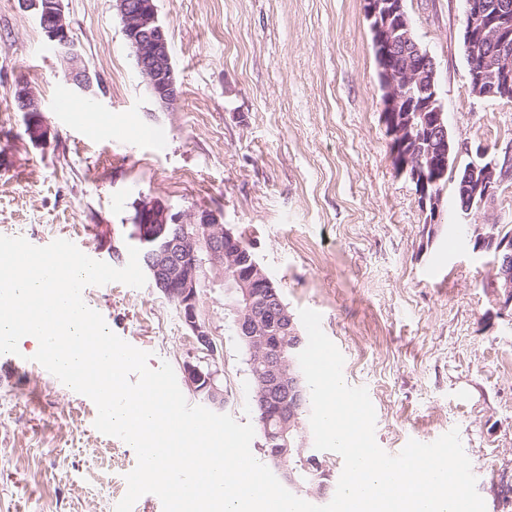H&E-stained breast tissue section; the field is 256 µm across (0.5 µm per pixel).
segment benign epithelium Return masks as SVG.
Returning <instances> with one entry per match:
<instances>
[{"instance_id": "obj_1", "label": "benign epithelium", "mask_w": 512, "mask_h": 512, "mask_svg": "<svg viewBox=\"0 0 512 512\" xmlns=\"http://www.w3.org/2000/svg\"><path fill=\"white\" fill-rule=\"evenodd\" d=\"M123 33L149 91L158 103L169 106L178 96L168 36L152 0H115ZM39 26L53 50L66 64L68 81L86 91L91 77L83 66L70 35L63 0H36L32 6ZM364 12L373 36L378 80L382 90L381 116L390 150L398 158L397 173L415 187L417 204L425 223H440L443 203L440 181L455 169L458 155L472 160L458 173L465 198L485 203L512 178V147L505 159H487L488 148L449 136L445 112L438 98L437 68L433 57L416 42L405 0H364ZM462 40L472 49L491 45L492 52L472 69L470 89L478 98L512 100V2L466 0ZM14 96L26 114L25 134L34 145L49 143L51 127L41 102L27 84L17 85ZM498 225L472 227L476 250L493 256V284L501 313H512V235ZM130 239L146 251L145 268L155 288L174 302L194 336L200 356L183 363L184 381L215 411L224 410V382L213 367L216 346L209 327L198 315V294L205 265L224 275V294L236 335L249 346L259 386L256 408L274 420L266 425L264 439L272 468L283 483L298 484L290 467L297 453L301 469L317 473L326 469L317 456L306 454L300 429L302 407L300 377L282 350L297 349L305 340L293 314L280 299L277 288L219 216L207 209L173 211L158 198L136 204Z\"/></svg>"}]
</instances>
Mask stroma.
Wrapping results in <instances>:
<instances>
[{
  "instance_id": "stroma-1",
  "label": "stroma",
  "mask_w": 512,
  "mask_h": 512,
  "mask_svg": "<svg viewBox=\"0 0 512 512\" xmlns=\"http://www.w3.org/2000/svg\"><path fill=\"white\" fill-rule=\"evenodd\" d=\"M179 97L151 96L115 0H63L92 78L71 86L33 10L0 0V235L45 246L70 238L124 267L135 203L206 208L249 244L291 313H320L343 377L366 388L375 439L391 454L458 429L486 512H512V318L500 315L490 258L471 225H512V180L463 213L443 186L429 231L411 181L392 165L363 0H155ZM434 58L455 141L512 146V101L472 95L463 0H406ZM31 85L55 137L33 145L14 91ZM67 91L98 132L55 107ZM146 131L156 140L143 139ZM119 250L111 258V250ZM198 311L224 380V412L255 422L249 356L224 310V278L205 269ZM107 327L181 371L195 340L152 283L89 285ZM31 342L0 355V512H116L137 465L99 432L96 406L33 361Z\"/></svg>"
}]
</instances>
